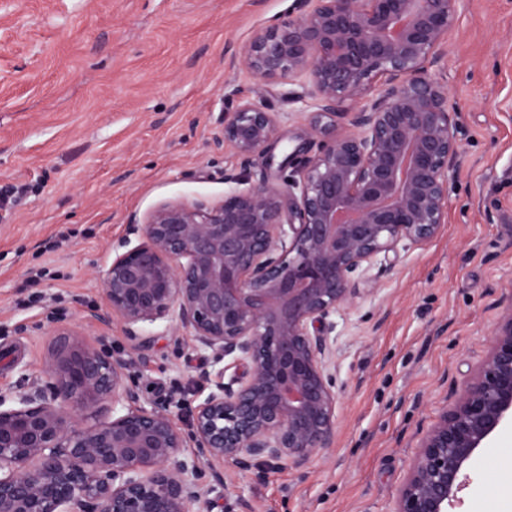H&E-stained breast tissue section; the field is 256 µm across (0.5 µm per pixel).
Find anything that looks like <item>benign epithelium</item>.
<instances>
[{
  "label": "benign epithelium",
  "instance_id": "benign-epithelium-1",
  "mask_svg": "<svg viewBox=\"0 0 512 512\" xmlns=\"http://www.w3.org/2000/svg\"><path fill=\"white\" fill-rule=\"evenodd\" d=\"M458 2L293 0L288 20L254 34L233 64L266 82L308 79L284 97L310 99L317 151L279 187L262 179L215 205L167 202L129 225L123 251L96 271L107 311L88 315L116 319L138 346L166 321L210 351L190 432L141 401L129 362L63 329L44 387L15 407L0 399V512H207L213 493L243 506L215 464L299 467L332 447V315L353 303L365 267L426 244L447 220L456 109L427 64L446 53ZM346 102L358 108L340 127ZM279 139L262 99L222 115L214 136L244 165ZM227 357L246 370L226 383ZM450 398L396 512H448L463 467L512 418V310Z\"/></svg>",
  "mask_w": 512,
  "mask_h": 512
}]
</instances>
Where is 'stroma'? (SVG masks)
I'll use <instances>...</instances> for the list:
<instances>
[{
    "label": "stroma",
    "mask_w": 512,
    "mask_h": 512,
    "mask_svg": "<svg viewBox=\"0 0 512 512\" xmlns=\"http://www.w3.org/2000/svg\"><path fill=\"white\" fill-rule=\"evenodd\" d=\"M293 0H0V188L28 192L0 216V397L44 386L54 334L77 329L182 430L210 371L186 332L151 326L135 347L95 269L129 224L167 201H223L239 161L213 133L239 99L263 98L284 138L317 148L303 103L229 67ZM461 153L448 219L420 248L381 259L337 312L333 448L306 465L240 472L212 512H394L421 434L485 357L512 310V0H462L448 53ZM450 512H512V420L460 474Z\"/></svg>",
    "instance_id": "35a3bbf8"
}]
</instances>
